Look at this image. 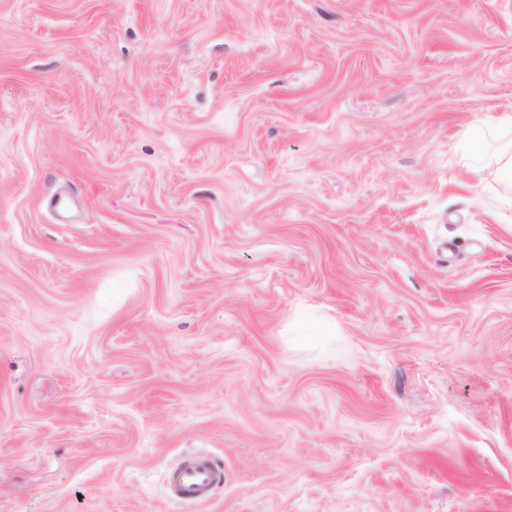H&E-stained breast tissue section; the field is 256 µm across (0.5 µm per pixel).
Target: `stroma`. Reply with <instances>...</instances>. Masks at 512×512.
Here are the masks:
<instances>
[{
  "label": "stroma",
  "instance_id": "obj_1",
  "mask_svg": "<svg viewBox=\"0 0 512 512\" xmlns=\"http://www.w3.org/2000/svg\"><path fill=\"white\" fill-rule=\"evenodd\" d=\"M507 113L512 0H0V512H512ZM220 478L208 458L198 457L172 474L169 487L176 500L202 502Z\"/></svg>",
  "mask_w": 512,
  "mask_h": 512
}]
</instances>
